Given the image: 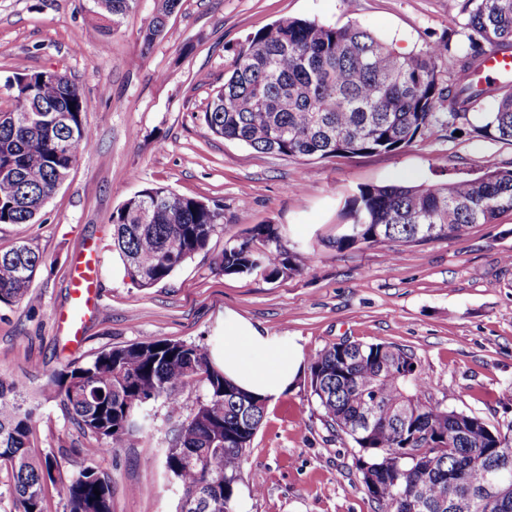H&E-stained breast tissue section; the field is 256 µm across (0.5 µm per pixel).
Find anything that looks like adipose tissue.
<instances>
[{
  "instance_id": "ef3b65f1",
  "label": "adipose tissue",
  "mask_w": 512,
  "mask_h": 512,
  "mask_svg": "<svg viewBox=\"0 0 512 512\" xmlns=\"http://www.w3.org/2000/svg\"><path fill=\"white\" fill-rule=\"evenodd\" d=\"M212 361L227 381L270 402L291 390L305 368L293 339L270 335L232 311L224 314V349Z\"/></svg>"
}]
</instances>
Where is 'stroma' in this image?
Segmentation results:
<instances>
[{"label":"stroma","mask_w":512,"mask_h":512,"mask_svg":"<svg viewBox=\"0 0 512 512\" xmlns=\"http://www.w3.org/2000/svg\"><path fill=\"white\" fill-rule=\"evenodd\" d=\"M463 0H181L152 47L142 33L155 0H137L120 28L103 35L91 0H0V106L6 79L61 70L81 87L91 149L31 224H0V250L24 242L43 257L32 282L35 308L0 305V370L17 376L36 409L33 450L52 455L69 481L88 465L107 474L112 512H176L181 492L164 468L176 429L203 392L177 407L144 408L146 429L120 448L88 457L84 436L41 391L69 362L159 340L224 348V311L269 334L291 336L304 353L349 340L394 343L413 352L429 397L488 421L512 419V212L462 235L404 247L387 261L377 248L347 252L323 244L345 197L375 184L443 183L479 175L485 160L512 163V141L433 126L402 150L327 159L281 157L213 135L201 119L224 83L235 51L281 18L367 29L398 52L450 38L467 43ZM166 186L224 210L208 248L166 280L135 286L113 248L111 216L128 198ZM256 224L281 225L312 255L301 273L227 275L216 263L229 240ZM95 268L99 310L87 311L77 348L58 319L73 307L76 262ZM358 452L329 427L309 375L269 403L246 451L235 512H375L356 468Z\"/></svg>","instance_id":"stroma-1"}]
</instances>
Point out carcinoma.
<instances>
[{"mask_svg": "<svg viewBox=\"0 0 512 512\" xmlns=\"http://www.w3.org/2000/svg\"><path fill=\"white\" fill-rule=\"evenodd\" d=\"M181 0H158L144 31L151 48L163 20ZM135 0H93L104 32H114ZM470 31L455 51L448 85L438 83L436 62L451 51L447 39L401 55L371 32L284 18L250 36L230 64L203 122L217 137L284 157L329 158L394 153L439 124L455 132L512 140V89L479 86L477 72L491 49L512 51V0H464ZM34 87L28 119L0 123V224H29L58 189L57 173L70 171L94 138L88 103L74 82L49 84L43 72L26 74ZM497 109L482 122L473 109L487 98ZM61 113L66 123L53 122ZM165 201L141 222L127 199L112 213L114 244L127 275L140 288L168 278L205 250L224 209L161 186ZM350 224L329 240L337 251L380 248L388 260L401 247L461 235L472 224H492L512 211V165L487 160L472 179L420 185H364L347 197ZM311 256L285 239L278 224H256L224 247L218 270L226 275L262 271L269 279L302 272ZM42 257L30 245L0 251V305H32L31 284ZM311 394L326 422L359 449L358 469L378 512H449L448 476L457 472L468 512H512V420L491 423L449 410L426 396L416 356L393 343L343 342L312 353ZM202 389L194 413L174 434L165 468L182 489L181 503L200 487L233 506L247 448L262 424L266 401L224 380L209 353L195 345L156 341L98 352L69 363L46 390L60 401L82 433L106 453L147 427L146 402L178 405L180 394ZM35 409L25 406L20 382L0 371V463L13 475L15 512H44L52 485L68 512H111L109 477L88 466L69 482L52 477L53 459L30 452ZM507 473L501 493H489L493 472ZM100 495H95L94 490Z\"/></svg>", "mask_w": 512, "mask_h": 512, "instance_id": "carcinoma-1", "label": "carcinoma"}]
</instances>
